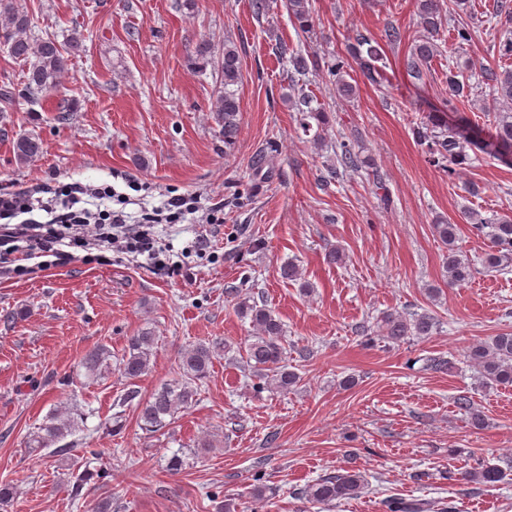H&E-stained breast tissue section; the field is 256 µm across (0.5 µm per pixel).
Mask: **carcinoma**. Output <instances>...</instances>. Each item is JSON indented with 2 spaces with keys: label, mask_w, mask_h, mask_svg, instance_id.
I'll list each match as a JSON object with an SVG mask.
<instances>
[{
  "label": "carcinoma",
  "mask_w": 512,
  "mask_h": 512,
  "mask_svg": "<svg viewBox=\"0 0 512 512\" xmlns=\"http://www.w3.org/2000/svg\"><path fill=\"white\" fill-rule=\"evenodd\" d=\"M290 17L299 29L310 32L311 10L309 0H286ZM420 25L425 36L411 49L406 58L407 74L420 81L426 75L428 64L438 52L435 38L442 27V5L440 0H418ZM0 44L7 46L9 54L16 60L28 64V72L22 92L37 96L53 89L65 71L69 57L79 53L83 47L81 35L73 33L65 44H59L50 37L36 38L31 35V20L27 10L17 0H0ZM197 58L207 62L217 61L220 84L224 86L214 104L215 120L224 128V143L234 144L240 124V101L236 86L241 81L240 55L235 44L224 43L221 57L214 58V48L209 40L199 39L194 47ZM382 57L379 41L361 36L357 43L348 48V56H336L335 62L328 68L330 75L336 77V91L339 96L350 98L355 95L356 86L344 78L348 59H353L359 70L367 79L376 81L379 68L376 63ZM476 64L471 61L459 63L456 68H448V92L456 98H469L474 86L466 82L464 74L473 71ZM494 81L491 99L483 106V112L493 118L492 131L484 138L481 131L471 127L459 129L448 125L439 114H428L414 128L417 141L427 147L430 162L442 166L448 173L453 167L468 159V149L474 147L481 152L498 159L512 156V70L501 75H492ZM310 95L298 91V103L302 113L301 128L304 133H312L315 144L323 140L322 126H313L308 119L324 121L322 112L310 110ZM36 139L22 135L14 142L16 159L21 163L29 162L39 152ZM337 154L340 165L345 169L358 171L370 167L369 159L361 156L358 141L347 140L339 144ZM464 220L470 225V231L488 239L491 250L485 253L484 265L489 269L500 268L512 263V218L509 216L483 217L475 212L464 213ZM435 231L446 249L445 273L449 286H461L471 281L474 269L464 254L461 246V229L457 224H436ZM240 314L250 318L256 330L254 339L246 344L240 353L241 363L264 384L256 390L274 389L288 391L300 382L299 374L288 368V352L283 342L281 321L273 310L256 302L244 299L238 302ZM437 327V319L429 312H391L384 314L371 326L362 325L359 333L366 340H373L372 334L388 343L398 346L411 338H425L432 335ZM156 336L151 331H144L128 340L127 348L119 362V373L129 385L151 371V358L154 354ZM217 351L214 344L203 342L191 345L179 353L180 379L165 383L157 388L147 399L137 400L138 391L129 390L123 401H137V421L141 429L157 433L169 427L177 415L197 402V389L193 383L205 379L212 366ZM112 351L105 345L89 351L83 358L82 365L88 376H93L109 367ZM467 362L480 375L485 387L512 385V333L504 332L489 340L474 344L466 352ZM457 407L465 412L470 423L475 427L485 424L483 411L475 406L471 399L460 396L456 399ZM84 426V413L65 404L46 416L37 430L29 435L27 444L33 452L58 447V451L67 450L64 440L74 435ZM503 476L500 468L475 463L471 469L459 474L457 480L467 485L491 486ZM99 477V472L84 470L69 481L67 492L71 499L82 496L85 486ZM368 481L365 473L355 469H338L326 474L314 483L294 493V496L311 505L330 506L336 502L353 499L364 491ZM275 490L266 486H257L251 492L254 503L252 512H261ZM429 504L418 499L387 497L382 501L383 512H427Z\"/></svg>",
  "instance_id": "obj_1"
}]
</instances>
